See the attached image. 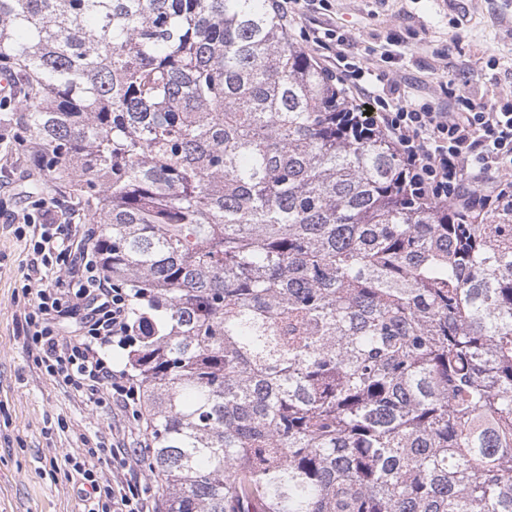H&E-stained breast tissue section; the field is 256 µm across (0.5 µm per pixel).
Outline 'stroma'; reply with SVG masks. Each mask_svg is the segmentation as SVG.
I'll list each match as a JSON object with an SVG mask.
<instances>
[{
  "label": "stroma",
  "mask_w": 512,
  "mask_h": 512,
  "mask_svg": "<svg viewBox=\"0 0 512 512\" xmlns=\"http://www.w3.org/2000/svg\"><path fill=\"white\" fill-rule=\"evenodd\" d=\"M320 27L344 33L365 55L392 48L391 78L439 111L459 87L479 102L512 101V0H316L288 22V37L303 46ZM32 200L26 168L0 164V208L19 215ZM25 256L12 225L0 220V512H82L73 483L51 460L129 423L49 380L34 362L17 334L29 308Z\"/></svg>",
  "instance_id": "stroma-1"
}]
</instances>
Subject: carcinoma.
Here are the masks:
<instances>
[{
	"instance_id": "obj_1",
	"label": "carcinoma",
	"mask_w": 512,
	"mask_h": 512,
	"mask_svg": "<svg viewBox=\"0 0 512 512\" xmlns=\"http://www.w3.org/2000/svg\"><path fill=\"white\" fill-rule=\"evenodd\" d=\"M0 68L142 297L165 512H512V203L412 195L268 0H0Z\"/></svg>"
}]
</instances>
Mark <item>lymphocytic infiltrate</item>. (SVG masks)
Listing matches in <instances>:
<instances>
[{
  "label": "lymphocytic infiltrate",
  "mask_w": 512,
  "mask_h": 512,
  "mask_svg": "<svg viewBox=\"0 0 512 512\" xmlns=\"http://www.w3.org/2000/svg\"><path fill=\"white\" fill-rule=\"evenodd\" d=\"M309 41L317 49L335 42L333 61L347 78L346 90L368 91L414 192L470 211L512 199V105L478 103L460 92L448 111L439 112L430 103L407 99L388 79L384 65L391 52L376 60L354 55L349 38L329 28L313 30ZM14 234L28 246L22 278L37 286L22 327L28 350L55 382L86 394L97 406H114L141 420L138 385L127 370L114 369L103 350L113 341L125 343L135 325L129 294L113 286L97 258L96 228L66 217L61 201L53 198L23 214ZM51 257L68 280L67 291L47 283ZM63 317L74 321L66 335L60 331ZM101 453L112 462V479H102L94 464ZM126 455L118 441L65 455L64 466L82 487L84 512H153L154 488L127 475Z\"/></svg>",
  "instance_id": "f902f5d3"
}]
</instances>
